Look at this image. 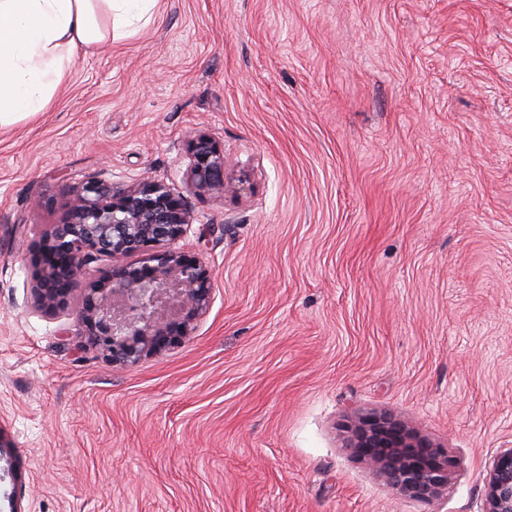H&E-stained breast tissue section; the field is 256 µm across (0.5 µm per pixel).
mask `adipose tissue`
Segmentation results:
<instances>
[{
  "label": "adipose tissue",
  "instance_id": "1",
  "mask_svg": "<svg viewBox=\"0 0 512 512\" xmlns=\"http://www.w3.org/2000/svg\"><path fill=\"white\" fill-rule=\"evenodd\" d=\"M157 0H0V126L43 111L74 63L148 22ZM107 12L109 30L97 21Z\"/></svg>",
  "mask_w": 512,
  "mask_h": 512
}]
</instances>
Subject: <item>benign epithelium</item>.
Segmentation results:
<instances>
[{
	"mask_svg": "<svg viewBox=\"0 0 512 512\" xmlns=\"http://www.w3.org/2000/svg\"><path fill=\"white\" fill-rule=\"evenodd\" d=\"M186 181L195 192L220 197L233 179L249 177L205 133L187 140ZM193 217L173 183L146 176L123 188L98 178L74 186L66 218L47 232L33 257L32 290L38 309L69 307L83 290L80 321L86 342L114 366L181 343L209 308L212 277L175 244ZM140 253L142 261L124 259ZM96 256L110 260L103 277L86 280ZM346 447L400 495L430 504L448 487L453 460L446 449L422 439L390 414L355 416ZM477 512H512V448L487 455L485 490Z\"/></svg>",
	"mask_w": 512,
	"mask_h": 512,
	"instance_id": "7a95c632",
	"label": "benign epithelium"
}]
</instances>
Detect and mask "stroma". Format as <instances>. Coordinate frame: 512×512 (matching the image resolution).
Here are the masks:
<instances>
[{
	"instance_id": "1",
	"label": "stroma",
	"mask_w": 512,
	"mask_h": 512,
	"mask_svg": "<svg viewBox=\"0 0 512 512\" xmlns=\"http://www.w3.org/2000/svg\"><path fill=\"white\" fill-rule=\"evenodd\" d=\"M0 127V427L24 512H476L512 448V0H158ZM212 273L181 344L112 366L33 304L75 183L183 173ZM386 412L446 448L413 502L343 448ZM187 154L189 163L184 175L195 192L220 197L237 172V181L241 190H245L244 184L249 181L247 173L224 156V149L211 136L194 133L187 140Z\"/></svg>"
}]
</instances>
